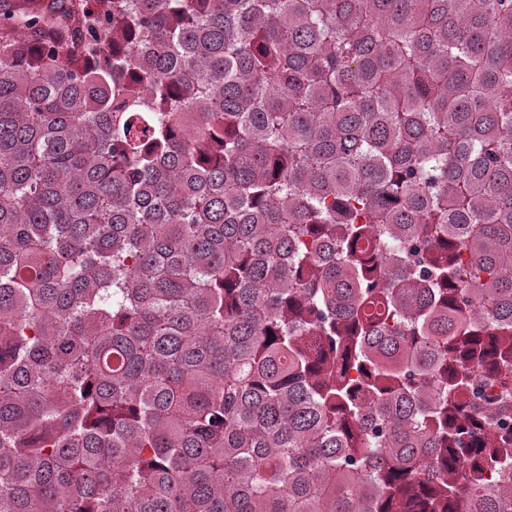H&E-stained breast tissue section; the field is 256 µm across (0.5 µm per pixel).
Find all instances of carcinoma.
Masks as SVG:
<instances>
[{
	"label": "carcinoma",
	"mask_w": 512,
	"mask_h": 512,
	"mask_svg": "<svg viewBox=\"0 0 512 512\" xmlns=\"http://www.w3.org/2000/svg\"><path fill=\"white\" fill-rule=\"evenodd\" d=\"M0 0V512H512V0Z\"/></svg>",
	"instance_id": "cac0c4a2"
}]
</instances>
